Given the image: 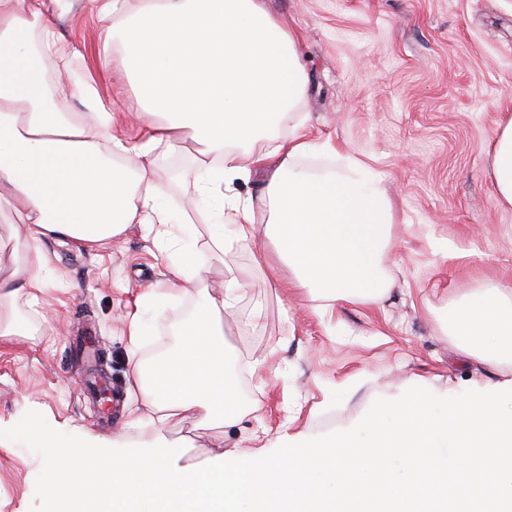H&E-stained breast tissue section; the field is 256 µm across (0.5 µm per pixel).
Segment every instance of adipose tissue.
<instances>
[{
	"mask_svg": "<svg viewBox=\"0 0 512 512\" xmlns=\"http://www.w3.org/2000/svg\"><path fill=\"white\" fill-rule=\"evenodd\" d=\"M60 0H0V220L11 242L0 273V339L20 335L19 297L38 301L48 287L47 238L86 245L119 241L134 224H173L157 183L160 150L195 144L205 167L195 176L199 201L211 213L209 252L264 239L256 267L287 266L294 287L328 303L381 301L380 264L394 222L378 172L357 157L340 171L313 175L298 161L318 151L297 120L307 84L302 35L283 26L263 0H83L102 21L100 67L113 55L136 87L132 117L145 138L114 135V109L83 81L69 86L88 112L54 109L59 93L33 58L69 50L49 14ZM294 119L283 139L274 130ZM272 134L269 149L242 160L243 147ZM493 190L512 205V115L490 147ZM260 168L258 195L225 196L226 183ZM163 287L140 294L157 309L198 296L178 345L157 363L140 352L148 326L130 319L132 389L143 401L130 432L104 439L41 417L0 435V447L45 449L39 484L52 512H512V377L413 387L377 401L369 417L330 438L326 451L304 432L282 427L247 455L216 441L203 466H181L166 451L163 424L195 421L235 427L257 411L244 402L236 358L224 344V317L238 288L213 291L207 265L185 245ZM479 363L512 369V288L463 297L442 322Z\"/></svg>",
	"mask_w": 512,
	"mask_h": 512,
	"instance_id": "ef3b65f1",
	"label": "adipose tissue"
}]
</instances>
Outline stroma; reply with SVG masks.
Listing matches in <instances>:
<instances>
[{
	"label": "stroma",
	"instance_id": "stroma-1",
	"mask_svg": "<svg viewBox=\"0 0 512 512\" xmlns=\"http://www.w3.org/2000/svg\"><path fill=\"white\" fill-rule=\"evenodd\" d=\"M305 40L309 92L299 112L313 136L331 140L378 171L393 200L392 243L381 257L389 288L378 305H335L291 289L268 288L251 250L231 246L212 280L242 287L224 323L241 395L260 404L224 437L239 450L284 423L309 438L331 436L326 411L341 427L366 418L377 399L419 377L462 383L476 364L439 326L466 294L512 287V207L492 189L489 149L512 113V0H264ZM56 25L74 56L65 77L94 75L101 94L136 106L120 62L97 73L99 21L72 9ZM195 147L164 152L158 180L173 212L193 211ZM172 225H132L119 244L88 248L46 241L50 286L42 305L19 299L25 333L0 343V422L30 414L93 430L104 438L126 430L129 411L128 315L143 288L170 275ZM193 298L147 312L149 345H165L189 319ZM54 309L53 328L41 307ZM266 359L263 374L250 371ZM179 462H207L217 432L190 422L163 428ZM41 451L0 448V512H44Z\"/></svg>",
	"mask_w": 512,
	"mask_h": 512
}]
</instances>
